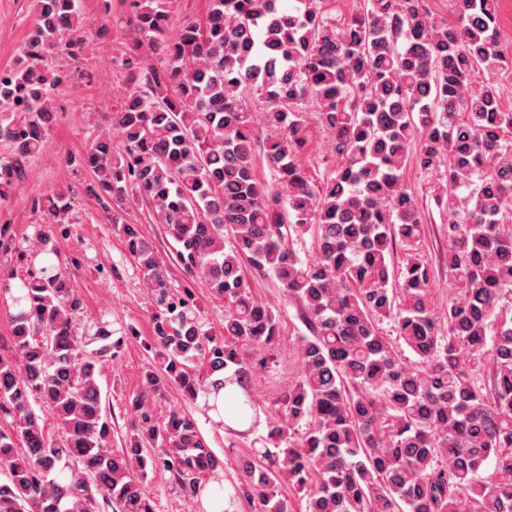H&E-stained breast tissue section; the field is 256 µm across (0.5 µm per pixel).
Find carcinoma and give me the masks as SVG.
Listing matches in <instances>:
<instances>
[{"mask_svg":"<svg viewBox=\"0 0 512 512\" xmlns=\"http://www.w3.org/2000/svg\"><path fill=\"white\" fill-rule=\"evenodd\" d=\"M166 0H130L131 43L118 60L126 90L112 131L79 160L107 221L150 292L153 363L125 399V446L112 449V413L98 376L123 336L77 320L74 281L46 255L69 231L70 191L31 207L54 230L6 246L27 266L0 288L10 315L0 354V512H154L143 484L170 474L198 497L223 467L194 418L161 410L167 388L242 437L265 425L266 447L237 461L235 496L260 512H290L283 483L305 512H512V112L496 76L499 0H457L453 24L425 0H368L338 21L320 0H210L204 23L171 32ZM36 25L0 72V198L43 147L62 82L42 62L84 52L76 0H34ZM160 54L154 65L148 56ZM263 99L275 134L262 144L276 189L256 177L258 135L248 97ZM314 105L338 159L321 186L301 156ZM121 139L114 147L112 133ZM436 179L453 295L443 322L429 305L424 228L404 181L409 159ZM178 245L188 283L128 221L132 204ZM234 240L224 249V234ZM311 237L303 260L292 240ZM411 246L399 274L389 258ZM272 274L303 314L298 373L275 400H257L253 375L275 358L279 319L242 274ZM200 284L224 301V326L206 327ZM391 320L410 351L379 325ZM233 402L221 413V400ZM54 416L47 436L37 410Z\"/></svg>","mask_w":512,"mask_h":512,"instance_id":"carcinoma-1","label":"carcinoma"}]
</instances>
